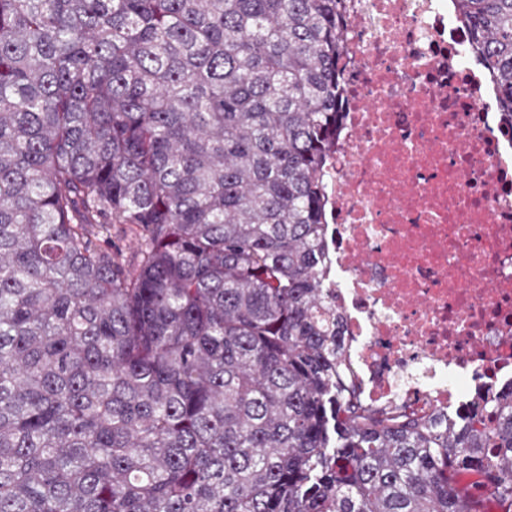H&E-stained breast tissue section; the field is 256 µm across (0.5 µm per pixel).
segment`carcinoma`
<instances>
[{
	"label": "carcinoma",
	"mask_w": 512,
	"mask_h": 512,
	"mask_svg": "<svg viewBox=\"0 0 512 512\" xmlns=\"http://www.w3.org/2000/svg\"><path fill=\"white\" fill-rule=\"evenodd\" d=\"M456 4L512 121V0ZM345 23L341 0H0V512H512V387L426 419L346 382Z\"/></svg>",
	"instance_id": "1"
}]
</instances>
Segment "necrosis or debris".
Returning <instances> with one entry per match:
<instances>
[{"mask_svg": "<svg viewBox=\"0 0 512 512\" xmlns=\"http://www.w3.org/2000/svg\"><path fill=\"white\" fill-rule=\"evenodd\" d=\"M327 286L359 397L424 418L512 384V128L455 0H342Z\"/></svg>", "mask_w": 512, "mask_h": 512, "instance_id": "necrosis-or-debris-1", "label": "necrosis or debris"}]
</instances>
